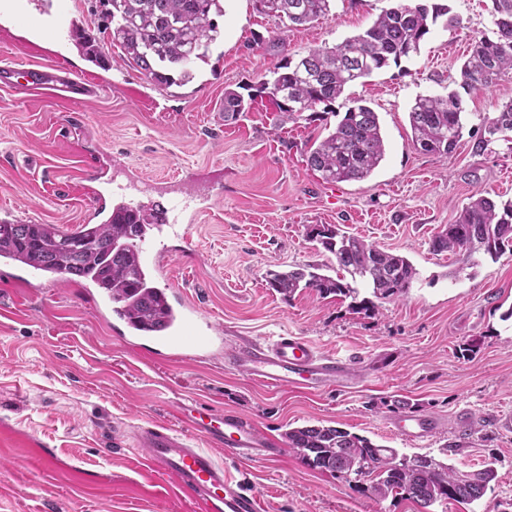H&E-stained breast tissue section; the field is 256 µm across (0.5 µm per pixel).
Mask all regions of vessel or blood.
Listing matches in <instances>:
<instances>
[{"label": "vessel or blood", "instance_id": "b4317fda", "mask_svg": "<svg viewBox=\"0 0 512 512\" xmlns=\"http://www.w3.org/2000/svg\"><path fill=\"white\" fill-rule=\"evenodd\" d=\"M21 14H33L42 35L66 46L71 30L64 23L67 0H38L35 9L21 7ZM22 87L32 96L52 95L69 102H87L99 96L101 81L85 77L67 66L32 64L18 69L0 65V87ZM112 155L95 154L84 173L83 191L99 222H111L113 215L141 209V197L156 188L154 181L125 172L112 174ZM201 199L191 181H183L173 202L159 205L153 223L144 225L136 238L139 262L159 265L172 241L185 238L186 225L201 211ZM165 317L162 323L128 318L120 306L112 313L122 333L153 344L155 350H189L194 358L210 356L215 346L224 348V366L242 371L251 381L270 388L289 387L311 392L352 383L350 359L319 351L301 336L282 333L265 341L225 345L224 338L186 296L175 288L159 289ZM184 426H147L137 434L158 473L172 477L179 487L203 504L204 512H260L254 492L230 477L213 454L220 448L247 460H270L280 449L261 435L245 417L234 411L218 412L194 402L183 404ZM389 427L412 442L429 440L438 430L437 418L418 412L391 416ZM203 447H196V440Z\"/></svg>", "mask_w": 512, "mask_h": 512}]
</instances>
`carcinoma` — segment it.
<instances>
[{"instance_id":"1","label":"carcinoma","mask_w":512,"mask_h":512,"mask_svg":"<svg viewBox=\"0 0 512 512\" xmlns=\"http://www.w3.org/2000/svg\"><path fill=\"white\" fill-rule=\"evenodd\" d=\"M263 2L256 11L304 25L328 14L333 0H253ZM101 30L118 43L129 63L157 85H183L193 79L192 64L206 61L216 40V18L224 15L223 0H102ZM446 26L460 21L446 4H412L396 0L362 33L335 47L311 49L297 61L288 60L269 71L257 92L267 94L277 109L292 116L328 109L353 83L392 63L417 53L441 17ZM493 36L472 41L460 68V89L445 96L419 95L408 112L414 147L425 153L448 156L465 127L460 90L488 88L499 80L512 79V0H493ZM248 94L224 91V117L234 119L253 101ZM474 146L482 150L492 139L512 132V101L478 128ZM385 155L377 112L355 99L335 127L312 145L308 166L326 183L364 180ZM146 216L127 223L82 224L74 232L55 224H0V257L17 262H37L47 272L68 270L100 288L125 305L131 316L159 320L164 312L155 294L145 290L138 269L131 233ZM307 236L333 254L340 270L372 289L377 299L399 298L407 293L418 272L404 256L386 251L341 231L335 224H315ZM512 247V203H499L479 194L471 197L436 237L435 251L476 254L498 258ZM345 277L298 268L269 273L276 292L292 295L313 289L321 295H348L354 291ZM288 447L311 468L332 475L372 478L371 488L381 498L402 497L424 508L438 502L473 503L485 495L493 480L492 468L458 472L429 455L398 456L393 448L369 438L330 426H302L285 433Z\"/></svg>"}]
</instances>
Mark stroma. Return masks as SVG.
<instances>
[{"mask_svg":"<svg viewBox=\"0 0 512 512\" xmlns=\"http://www.w3.org/2000/svg\"><path fill=\"white\" fill-rule=\"evenodd\" d=\"M4 2L0 64L62 60L99 74L74 45L32 39L5 17ZM446 2L459 28L437 23L417 54L352 85L328 113L292 118L258 97L228 121L216 105L225 90L258 85L282 60L363 32L392 0H335L329 15L298 27L258 14L252 0H224L208 60L182 86H156L103 37L112 88L94 100L32 101L0 89V215L8 222L77 229L87 211L85 151L111 152L170 191L186 173L204 172L223 193L188 227L196 260L175 252L164 261L172 287L198 301L228 342L289 332L353 362L350 387L305 393L255 384L219 356L151 357L136 339L115 338L97 286L59 277L35 287L22 281L21 266L0 263V512H200L135 444L137 427L179 426V405L193 399L243 414L281 448L268 461L215 453L259 495L262 512H512V434L495 424L512 414V251L466 267L432 249L472 196L512 200V140L477 153L465 138L439 158L414 149L408 120L416 96L447 94L472 39L492 28V0ZM355 97L379 115L385 158L367 180L328 184L306 152ZM510 100L508 80L464 95L466 128ZM314 224L340 225L407 257L417 279L376 315L362 308L372 292L361 285L343 297L311 289L283 296L268 272L336 264L307 239ZM401 398L439 419L428 441L412 444L389 429ZM321 424L465 472L490 464L496 477L471 504L426 511L381 499L370 480L312 469L289 448L288 429Z\"/></svg>","mask_w":512,"mask_h":512,"instance_id":"1","label":"stroma"}]
</instances>
